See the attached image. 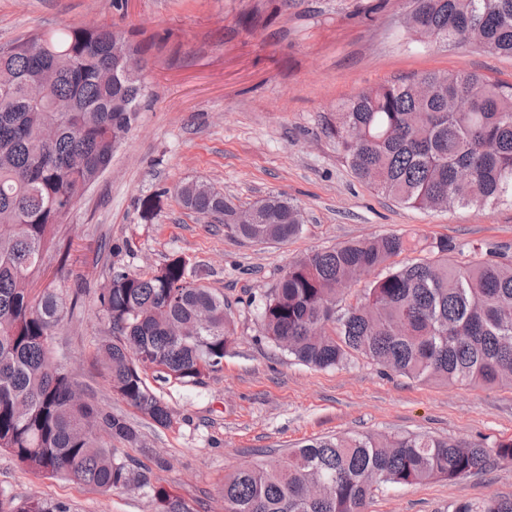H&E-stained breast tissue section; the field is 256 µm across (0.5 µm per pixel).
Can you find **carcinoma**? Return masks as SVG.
I'll return each instance as SVG.
<instances>
[{
    "instance_id": "obj_1",
    "label": "carcinoma",
    "mask_w": 512,
    "mask_h": 512,
    "mask_svg": "<svg viewBox=\"0 0 512 512\" xmlns=\"http://www.w3.org/2000/svg\"><path fill=\"white\" fill-rule=\"evenodd\" d=\"M405 24L429 44L512 56V0H409ZM147 45L107 23L37 31L0 44V450L26 469L102 493L140 490L155 512H194L154 466L122 452L139 429L104 409L57 358L63 321L91 303L111 336L96 347L112 394L163 427L172 413L148 379L202 385L222 370L236 320L208 271L174 255L150 271L109 270L98 288L64 289L47 262L70 261L59 237L107 171L145 93ZM466 97L471 109L454 111ZM355 176L412 208L512 201V85L473 72L402 77L351 97L329 124ZM187 210L222 217L250 241L284 242L304 213L284 194L244 208L204 182L175 186ZM477 259L459 265L452 254ZM426 253L399 266L407 251ZM446 238L356 239L295 260L257 308L263 335L317 369L363 358L411 379L512 385V261ZM355 303L345 289L375 269ZM494 461L488 446L427 434L314 437L284 457L224 478V512H367L380 484L452 486ZM0 512H69L63 502L0 497ZM448 512H512L511 498L452 500Z\"/></svg>"
}]
</instances>
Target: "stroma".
I'll return each mask as SVG.
<instances>
[{"instance_id": "1", "label": "stroma", "mask_w": 512, "mask_h": 512, "mask_svg": "<svg viewBox=\"0 0 512 512\" xmlns=\"http://www.w3.org/2000/svg\"><path fill=\"white\" fill-rule=\"evenodd\" d=\"M406 0H0V43L68 25L108 22L149 43L138 117L99 182L63 227L67 287L99 285L108 265L147 270L177 254L207 265L235 302L237 339L205 384H161L173 414L157 426L113 396L92 354L105 326L92 308L55 338L80 387L139 427L131 456L168 463L161 476L199 512H224V477L258 450L286 455L324 435L426 433L512 439V385L448 386L381 372L362 358L315 369L261 335L244 295L262 296L311 250L388 233L512 248V203L408 208L359 181L327 125L361 90L401 75L475 72L512 83V58L471 45H430L404 25ZM199 180L236 204L284 193L305 224L282 243H254L185 210L175 184ZM155 197L151 216L140 202ZM0 495L64 502L70 512H153L139 491L100 493L21 468L0 451ZM512 498V464L455 485L385 484L368 512H446L453 499Z\"/></svg>"}]
</instances>
